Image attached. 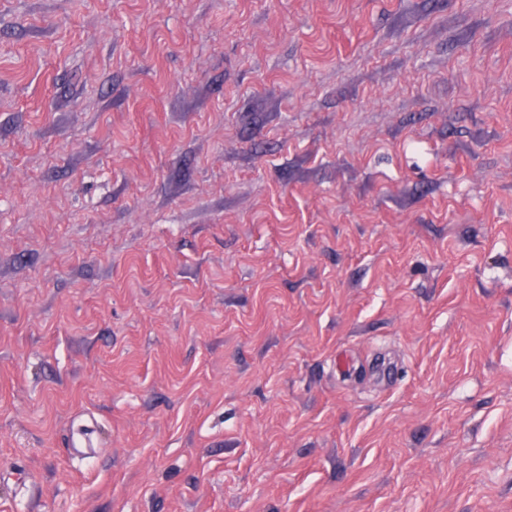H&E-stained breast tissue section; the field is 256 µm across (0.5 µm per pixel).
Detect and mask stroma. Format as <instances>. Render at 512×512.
I'll use <instances>...</instances> for the list:
<instances>
[{
  "mask_svg": "<svg viewBox=\"0 0 512 512\" xmlns=\"http://www.w3.org/2000/svg\"><path fill=\"white\" fill-rule=\"evenodd\" d=\"M0 512H512V0H0Z\"/></svg>",
  "mask_w": 512,
  "mask_h": 512,
  "instance_id": "1",
  "label": "stroma"
}]
</instances>
